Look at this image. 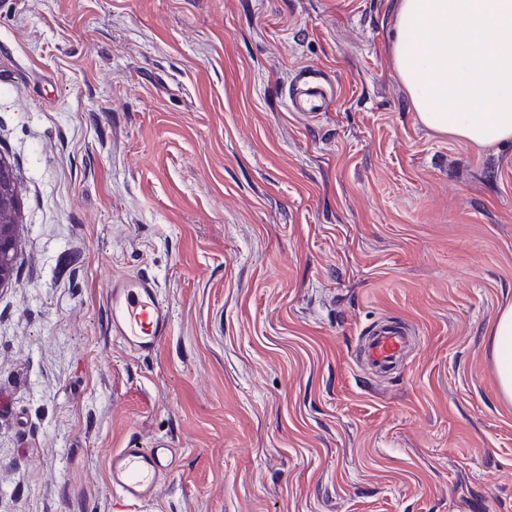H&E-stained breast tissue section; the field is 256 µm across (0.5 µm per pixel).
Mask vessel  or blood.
<instances>
[{
	"label": "vessel or blood",
	"mask_w": 512,
	"mask_h": 512,
	"mask_svg": "<svg viewBox=\"0 0 512 512\" xmlns=\"http://www.w3.org/2000/svg\"><path fill=\"white\" fill-rule=\"evenodd\" d=\"M331 93L311 77L298 76L288 92V108L307 116L325 111ZM109 321L114 341L138 355L154 353L170 329V314L155 279L138 275L113 279L109 293ZM410 345L407 326L385 322L368 331L360 358L379 374L394 370ZM166 441L149 447L119 448L108 459L109 485L122 501L148 505L159 480L174 467Z\"/></svg>",
	"instance_id": "b4317fda"
}]
</instances>
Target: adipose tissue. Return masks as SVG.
<instances>
[{
    "mask_svg": "<svg viewBox=\"0 0 512 512\" xmlns=\"http://www.w3.org/2000/svg\"><path fill=\"white\" fill-rule=\"evenodd\" d=\"M392 58L426 128L474 147L512 141V0H396ZM512 403V305L489 333Z\"/></svg>",
    "mask_w": 512,
    "mask_h": 512,
    "instance_id": "ef3b65f1",
    "label": "adipose tissue"
}]
</instances>
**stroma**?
Returning a JSON list of instances; mask_svg holds the SVG:
<instances>
[{
    "instance_id": "35a3bbf8",
    "label": "stroma",
    "mask_w": 512,
    "mask_h": 512,
    "mask_svg": "<svg viewBox=\"0 0 512 512\" xmlns=\"http://www.w3.org/2000/svg\"><path fill=\"white\" fill-rule=\"evenodd\" d=\"M393 5L0 4V512H134L107 461L157 439L144 512H512V142L417 120ZM303 72L333 92L313 118ZM143 274L172 318L147 356L108 323ZM381 320L412 329L386 376L357 356ZM305 75L301 74L294 80L288 92V108L289 111L313 117L318 112H325L332 93L323 84ZM18 206L13 167L0 156V288L8 284L14 268ZM489 343L502 399L512 403V305L499 314L489 333Z\"/></svg>"
}]
</instances>
